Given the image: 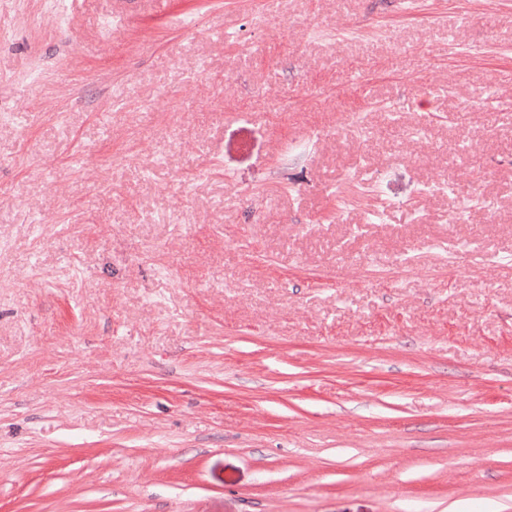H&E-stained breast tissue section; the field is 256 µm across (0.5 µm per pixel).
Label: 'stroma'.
<instances>
[{"instance_id": "35a3bbf8", "label": "stroma", "mask_w": 512, "mask_h": 512, "mask_svg": "<svg viewBox=\"0 0 512 512\" xmlns=\"http://www.w3.org/2000/svg\"><path fill=\"white\" fill-rule=\"evenodd\" d=\"M0 512H512V0H0Z\"/></svg>"}]
</instances>
